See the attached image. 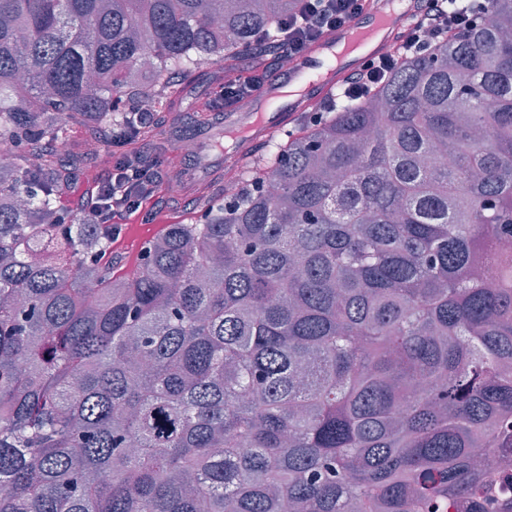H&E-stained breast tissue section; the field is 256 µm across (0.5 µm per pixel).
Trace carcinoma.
Listing matches in <instances>:
<instances>
[{
  "mask_svg": "<svg viewBox=\"0 0 512 512\" xmlns=\"http://www.w3.org/2000/svg\"><path fill=\"white\" fill-rule=\"evenodd\" d=\"M330 97L119 276L82 170L296 0H0V512L478 509L512 449V0ZM495 270L498 287L483 285ZM471 470L486 477L484 485L485 499L494 500L493 510L510 511L512 507V452L495 448H476L470 462Z\"/></svg>",
  "mask_w": 512,
  "mask_h": 512,
  "instance_id": "carcinoma-1",
  "label": "carcinoma"
}]
</instances>
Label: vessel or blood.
Returning <instances> with one entry per match:
<instances>
[{"label":"vessel or blood","instance_id":"obj_1","mask_svg":"<svg viewBox=\"0 0 512 512\" xmlns=\"http://www.w3.org/2000/svg\"><path fill=\"white\" fill-rule=\"evenodd\" d=\"M415 10L416 0H368L359 15L314 43L286 75L253 93L238 121L226 126L236 149L244 152L271 139L327 98L343 78L374 56L377 41H391Z\"/></svg>","mask_w":512,"mask_h":512}]
</instances>
